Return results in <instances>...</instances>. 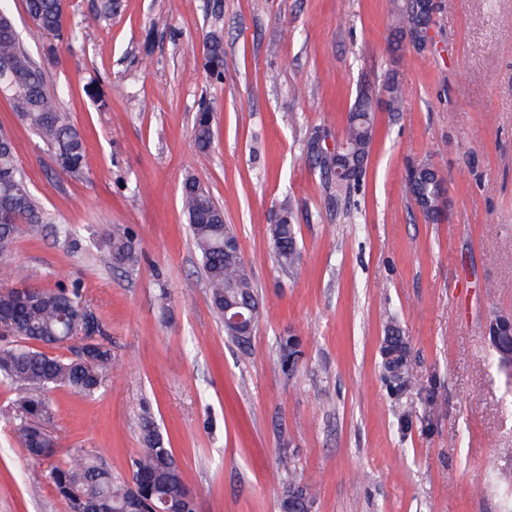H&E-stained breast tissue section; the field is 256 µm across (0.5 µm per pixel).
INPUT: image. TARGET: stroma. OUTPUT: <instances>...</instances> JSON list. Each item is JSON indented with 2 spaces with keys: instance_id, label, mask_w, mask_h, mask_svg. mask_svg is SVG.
<instances>
[{
  "instance_id": "1",
  "label": "stroma",
  "mask_w": 512,
  "mask_h": 512,
  "mask_svg": "<svg viewBox=\"0 0 512 512\" xmlns=\"http://www.w3.org/2000/svg\"><path fill=\"white\" fill-rule=\"evenodd\" d=\"M24 46L86 141L87 179L54 172L43 143L0 98L30 187L74 251L22 237L10 264L29 283H80L106 329L112 374L91 398L46 393L57 459L97 452L127 476L150 419L172 448L195 512H282L288 481L315 512H504L512 501V371L484 333L512 316V0H443L431 47L393 54L392 0H68L78 38L36 32L7 0ZM231 60L206 76L204 41ZM406 89L379 106L366 174L337 199L307 159L315 130L342 135L358 87ZM215 106L200 155L193 123ZM448 184L445 217L408 199L411 166ZM197 176L233 225L261 312L247 345L224 333L181 205ZM290 202L300 259L282 269L268 226ZM131 228V272L101 265L95 234ZM404 331L411 382L383 367L387 319ZM301 341L294 365L283 339ZM23 392L0 386V512H67L2 417ZM296 469L286 474L283 454ZM498 477L486 480L488 467Z\"/></svg>"
}]
</instances>
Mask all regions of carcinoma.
I'll use <instances>...</instances> for the list:
<instances>
[{"mask_svg": "<svg viewBox=\"0 0 512 512\" xmlns=\"http://www.w3.org/2000/svg\"><path fill=\"white\" fill-rule=\"evenodd\" d=\"M120 7L119 0H99L93 19H108ZM26 11L39 32L54 38L74 37L64 24L65 0H26ZM430 20V8L421 0H393L392 51L402 52L406 37L420 36ZM205 44L204 69L208 76L218 77L228 65L223 40L213 32ZM387 85V108L398 112L405 91L393 77L388 78ZM0 91L18 118L46 145L56 169L70 178L85 177L84 136L60 111L58 95L48 91L44 70L24 49L14 19L1 2ZM376 108L372 94L359 88L341 135L344 149L312 157L322 180L335 187L338 197L351 194L365 173L375 138ZM199 112L193 136L197 149L205 155L213 141V106L205 102ZM441 180L438 170L424 162L408 174L406 183L410 200L434 219L446 207L441 198ZM182 206L202 257L212 307L222 315L226 308L255 301L251 277L242 271L239 256L224 252V237L235 239L237 235L224 223V210L193 175L182 183ZM292 218V207L285 204L280 218L269 227L276 260L284 269L294 268L299 258ZM52 223L51 214L32 193L17 163L12 138L0 135V263L7 264L19 237L38 234L43 225ZM98 252L111 268L138 262L133 236L120 224L102 234ZM10 278L7 271L0 275V383L38 392L68 387L86 397L94 396L112 373V349L100 339L102 325L97 317L86 318L81 325L74 323L77 313L90 310L82 288L77 284L68 289L34 285L23 296L9 283ZM496 319L506 328L493 345V361L506 369L504 352H512V333L507 326L512 325V318L498 315ZM384 342L399 346L404 354L408 352L403 330L392 320L387 323ZM64 344L73 356H50L38 349L40 345L60 348ZM11 413L16 421L14 435L29 455L35 459L51 457L56 438L49 430L53 416L44 400L22 397ZM141 430L144 447L133 458L129 481L113 476L96 455L85 451L50 468L48 478L69 512H85L90 504L96 512H123L132 481L154 506L165 512H185L186 483L172 449L165 447L152 423L144 422Z\"/></svg>", "mask_w": 512, "mask_h": 512, "instance_id": "obj_1", "label": "carcinoma"}]
</instances>
